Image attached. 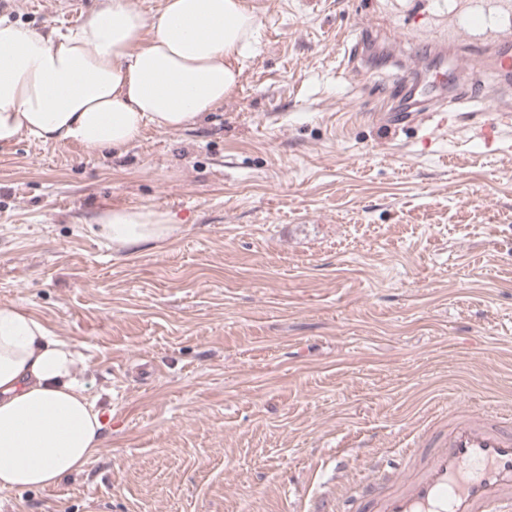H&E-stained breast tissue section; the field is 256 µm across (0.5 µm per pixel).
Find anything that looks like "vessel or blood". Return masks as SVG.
<instances>
[{
	"instance_id": "obj_1",
	"label": "vessel or blood",
	"mask_w": 512,
	"mask_h": 512,
	"mask_svg": "<svg viewBox=\"0 0 512 512\" xmlns=\"http://www.w3.org/2000/svg\"><path fill=\"white\" fill-rule=\"evenodd\" d=\"M480 83L512 89V30L491 33L474 49ZM485 143L512 128V113L473 115ZM402 472L363 476L344 512H512V415L463 400L434 411L401 450Z\"/></svg>"
}]
</instances>
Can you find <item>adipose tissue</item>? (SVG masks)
I'll list each match as a JSON object with an SVG mask.
<instances>
[{
    "instance_id": "1",
    "label": "adipose tissue",
    "mask_w": 512,
    "mask_h": 512,
    "mask_svg": "<svg viewBox=\"0 0 512 512\" xmlns=\"http://www.w3.org/2000/svg\"><path fill=\"white\" fill-rule=\"evenodd\" d=\"M256 23L242 0H161L150 17L99 0L63 31L0 17V151L25 138L114 150L187 127L234 94ZM88 230L120 251L182 227L159 209L111 206ZM79 362L33 314L0 305V489L55 486L102 447L106 418Z\"/></svg>"
}]
</instances>
